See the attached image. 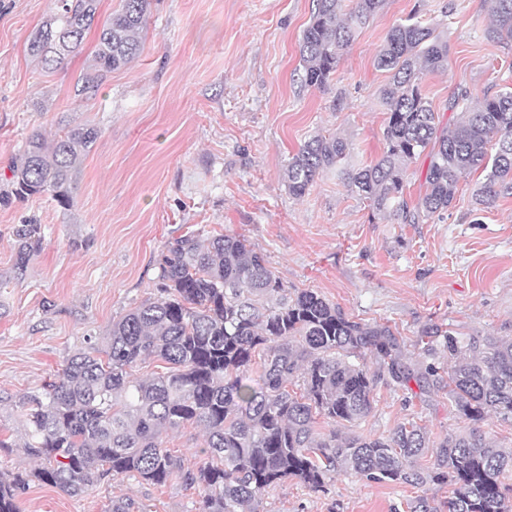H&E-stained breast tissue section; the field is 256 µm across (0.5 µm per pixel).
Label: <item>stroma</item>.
Returning <instances> with one entry per match:
<instances>
[{
  "label": "stroma",
  "mask_w": 512,
  "mask_h": 512,
  "mask_svg": "<svg viewBox=\"0 0 512 512\" xmlns=\"http://www.w3.org/2000/svg\"><path fill=\"white\" fill-rule=\"evenodd\" d=\"M120 2L99 0L82 51L48 71L27 47L54 0H0V191L33 129L50 139L69 125L100 130L72 206L45 197L0 203V439L13 445L0 450V470L32 466L16 448L19 397L58 380L71 355L103 343L113 321L158 297L156 260L189 230L244 236L288 289H313L349 317L390 326L411 365L425 363L420 337L434 324L512 339V195L482 208L472 176L460 181L448 212L400 224L373 214L335 172L300 197L283 180L289 157L316 134L347 141L351 167L381 156L390 75L375 57L411 12L448 37L447 69L423 81L444 123L457 119L448 108L457 85L480 95L512 84V45L487 39L485 0H386L321 89L295 78L312 0H152L138 57L93 98L77 99L73 87L92 62L96 29ZM29 219L42 226V247L14 277L13 230ZM407 422L434 441L471 427L447 390L414 396L378 378L371 414L339 432L374 438ZM204 440L201 427L188 425L164 435L163 445L194 469L205 460ZM422 493L448 512L447 487L422 492L343 474L316 492L295 480L276 485L260 512H394ZM117 497L147 512L200 506L197 490L128 477L82 497L34 484L19 505L107 512Z\"/></svg>",
  "instance_id": "35a3bbf8"
}]
</instances>
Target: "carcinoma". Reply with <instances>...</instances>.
<instances>
[{"label":"carcinoma","mask_w":512,"mask_h":512,"mask_svg":"<svg viewBox=\"0 0 512 512\" xmlns=\"http://www.w3.org/2000/svg\"><path fill=\"white\" fill-rule=\"evenodd\" d=\"M98 34L88 72L74 96L90 98L108 74L141 49L140 33L151 0H121ZM316 0L299 40L301 82L323 88L339 53L375 18L384 0ZM55 8L28 45L46 69L77 53L99 0H54ZM486 37L512 43V0H486ZM448 37L411 15L395 24L377 53L391 73L382 101L388 114L385 149L373 164L343 167L346 141L314 135L288 161L289 193L303 196L323 173L336 169L349 191L372 209L401 220L422 221L448 211L461 179L480 173L477 204L489 208L512 195V87L476 96L459 85L450 108L460 112L448 128L426 99L423 76L448 67ZM93 125H79L53 141L30 134L19 163L10 167V190L1 199L48 196L70 205L84 152L97 140ZM425 154L426 190L416 204L404 197L406 164ZM41 225L15 228L12 273L23 274L42 244ZM160 296L112 323L103 348L72 355L61 378L19 398L24 454L30 470H0V512H20V496L39 482L81 496L116 477L152 485L177 482L198 488L200 512H258L270 487L295 478L316 492L345 473L368 483L424 488L449 485L448 512H508L512 449L501 450L477 428L448 434L430 445L426 431L401 424L377 438L318 429V419L354 424L372 409L377 375L363 363L374 356L389 379L422 392L448 388L460 417L476 424L493 413L512 419V340L461 336L451 328L424 332L436 363L413 368L403 340L391 327L347 317L316 291L284 286L244 237L193 232L172 242L157 259ZM167 364L149 378L132 369L147 359ZM258 369V381L247 373ZM299 374L300 391L288 390ZM188 424L203 427L207 461L191 471L162 447L163 435ZM432 452L430 466L418 458ZM108 512H145L131 498L111 501Z\"/></svg>","instance_id":"cac0c4a2"}]
</instances>
